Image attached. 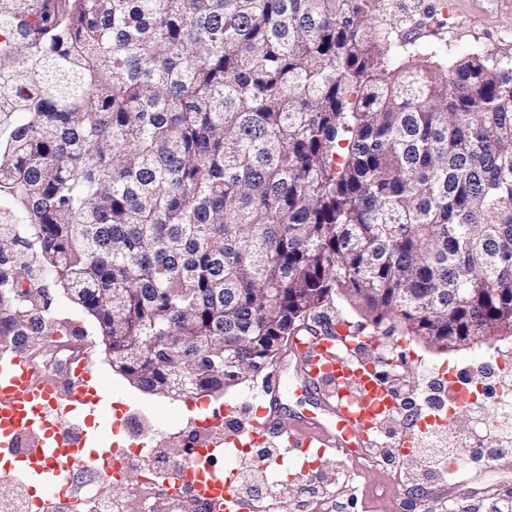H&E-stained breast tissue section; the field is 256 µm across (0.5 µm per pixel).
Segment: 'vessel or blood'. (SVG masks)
<instances>
[{
    "label": "vessel or blood",
    "mask_w": 512,
    "mask_h": 512,
    "mask_svg": "<svg viewBox=\"0 0 512 512\" xmlns=\"http://www.w3.org/2000/svg\"><path fill=\"white\" fill-rule=\"evenodd\" d=\"M339 334L335 323L328 322L292 342L301 360L299 388L319 395V412L309 413L301 426L282 418V372L272 371L263 385L267 405L246 426L215 437L223 426L222 415L216 414L192 432L184 463L160 485L158 505L177 494L192 503L193 512H256V504L238 491L233 477L219 476L204 485L197 481L202 463L212 460L224 442L243 447L277 441L283 447L274 459L278 465L290 457L305 458L312 448L365 454L375 419L395 409V396L370 363L342 355ZM92 366L91 358L74 360L66 384H39L25 356L0 354V460L9 456L26 463L28 482L41 488L40 497L32 501L33 512H50L55 501L77 496L73 482L62 480L63 472L90 471L106 484L115 477L111 453L85 454L86 434L71 417L77 406L98 402L90 386Z\"/></svg>",
    "instance_id": "vessel-or-blood-1"
}]
</instances>
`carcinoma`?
Returning <instances> with one entry per match:
<instances>
[{"label": "carcinoma", "mask_w": 512, "mask_h": 512, "mask_svg": "<svg viewBox=\"0 0 512 512\" xmlns=\"http://www.w3.org/2000/svg\"><path fill=\"white\" fill-rule=\"evenodd\" d=\"M367 2L0 4V335L48 278L177 397L335 293L362 334L512 336V61L450 65Z\"/></svg>", "instance_id": "obj_1"}]
</instances>
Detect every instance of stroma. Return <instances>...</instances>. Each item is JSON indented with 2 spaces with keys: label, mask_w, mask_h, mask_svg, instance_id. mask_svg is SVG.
Instances as JSON below:
<instances>
[{
  "label": "stroma",
  "mask_w": 512,
  "mask_h": 512,
  "mask_svg": "<svg viewBox=\"0 0 512 512\" xmlns=\"http://www.w3.org/2000/svg\"><path fill=\"white\" fill-rule=\"evenodd\" d=\"M379 15L401 19L400 33L418 43L441 45L449 59L476 50L512 59V0H378ZM54 319L42 328L32 326V315L16 311L14 317L26 336L1 338L0 348H15L37 366L39 376H62L63 360L91 352L94 373L111 393L89 416L92 448L111 447L115 440L137 438L147 443L149 455L138 470L125 471L116 462L120 477L112 486L97 484L93 475L76 472L77 487L93 485L95 493L120 502L119 512H140L144 499H155L153 485L143 484L140 470H153L169 477L184 461L185 439L173 436L170 424L191 415L206 417L224 406H235L229 416L232 426L245 424L264 384V374L243 379L219 394L198 392L171 399L138 389L113 371L95 322L71 306L62 288L49 286ZM389 351L390 361L380 354ZM359 356L375 365L389 386L414 392L423 378L443 372L452 376L486 362L512 366V336L491 338L482 344L443 351L407 335L392 320L376 328L369 341L361 343ZM465 459L435 481H409L414 459H353L336 451L323 454L316 463L315 482L320 490L304 492L300 485L281 482L276 468L261 471V501L267 512H490L494 501H512V457L494 464H469Z\"/></svg>",
  "instance_id": "obj_1"
}]
</instances>
